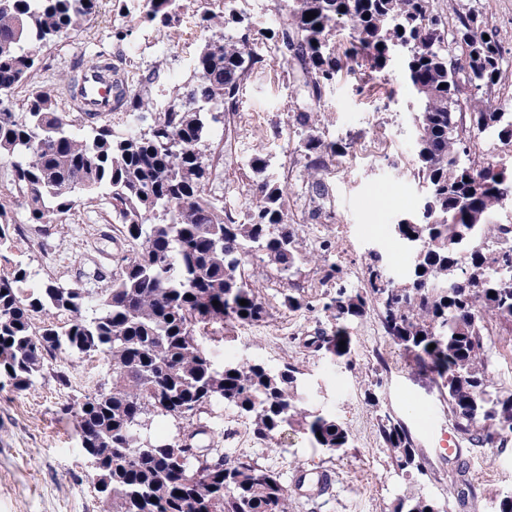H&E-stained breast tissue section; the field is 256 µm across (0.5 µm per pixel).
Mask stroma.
I'll list each match as a JSON object with an SVG mask.
<instances>
[{
    "mask_svg": "<svg viewBox=\"0 0 512 512\" xmlns=\"http://www.w3.org/2000/svg\"><path fill=\"white\" fill-rule=\"evenodd\" d=\"M221 2L182 0L178 24L167 29L142 21V0H102L94 20L41 52L42 78L52 81L71 74L75 60L100 52L123 54L131 62L133 78L160 67L152 98L158 107H167L174 87L192 79L196 57L213 36L199 27L201 12ZM433 5L450 21L457 13L478 10L498 29L505 72L491 99L512 111V0H434ZM254 49L264 66L245 80L230 125L219 122L210 128V140H229L215 193L230 206L245 201L250 182L246 159L261 156L270 161L283 182L288 218L307 256L294 280L309 300L319 301L327 291L319 250L325 239L334 245L331 261L352 287L360 289L367 282L365 256L371 246L383 251L390 273L401 276L408 257L391 236L390 226L416 209L420 194L409 134L413 92L401 64L392 63L379 76L346 60L341 78L323 91L314 115L319 133L327 140L345 139L350 148L345 157L318 173L329 189L330 204L315 222L308 218L305 160L297 150L301 130L295 115L303 97L284 72L273 42L257 41ZM106 218L104 205L81 204L52 225L47 244L17 241V252L31 273L30 285L48 279L81 284L84 271L95 267L111 274L115 245ZM245 271L266 303V322L228 324L216 334L202 331L203 347L219 362L232 350L240 358L298 367L311 381L308 408L333 413L350 430L353 443L333 457L312 448L304 435L291 429L260 443L244 419L220 405L210 416L218 447L230 458H251L288 482L300 470L332 473L327 494L295 492L289 512H391L396 497L410 484L448 502V512H495L498 497L512 491V445L501 449L466 444L460 459L448 457L442 447L452 423L438 379L385 335L376 311L350 329V365L336 364L302 345L303 338L316 330L330 329L328 318L317 311L282 308L275 266L253 258ZM487 327L492 342L489 375L495 390L512 392V329L492 320ZM53 365L67 371L68 386H60L49 374L24 392L0 382V512H97L92 472L74 420L64 408L93 390L105 367L100 357L65 351L58 353ZM370 391L377 393L378 404L368 402ZM385 412L409 428L423 454L425 475L409 478L394 470L377 432L378 417ZM462 461L467 471L461 477L457 468ZM464 478L475 486L476 495L462 501L457 492Z\"/></svg>",
    "mask_w": 512,
    "mask_h": 512,
    "instance_id": "1",
    "label": "stroma"
}]
</instances>
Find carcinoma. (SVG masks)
Here are the masks:
<instances>
[{"mask_svg":"<svg viewBox=\"0 0 512 512\" xmlns=\"http://www.w3.org/2000/svg\"><path fill=\"white\" fill-rule=\"evenodd\" d=\"M100 2L0 0V160L13 168L12 188L0 196V378L25 391L59 351L102 358L104 377L67 413L84 437L85 455L101 460L95 490L111 497L112 512H288L291 495L279 475L241 458L215 468L224 449L199 447L198 437L211 432L202 415L218 404L248 419L257 440L290 427L329 454L350 447L352 434L335 415L305 407L309 387L297 367L257 358L217 365L201 346L198 332L209 325L266 321L265 303L247 281L250 255L277 266L283 307L318 309L334 323L332 334L317 330L306 348L350 366V325L373 307L386 336L438 377L458 440L505 444L490 422L512 418V393L490 390L485 316L512 326V224L486 219L512 203V175L476 162L470 148L472 136L482 133L512 145V113L487 98L503 65L497 30L469 12L449 33L432 0H285L277 24L258 30L314 104L343 69L331 45L341 20L351 26V56L374 70L400 59L416 97L412 127L422 195L417 219L393 224L391 232L416 242L417 250L400 278L382 251L367 253L365 292L346 285L336 264L327 265L323 282H334L333 292L316 307L291 280L304 256L281 179L268 162L253 157L246 163L250 205L241 220L209 188L224 168V142H208L210 125L237 112L244 81L263 63L250 41L253 26L231 6L234 0L204 11L199 26L242 25L244 33L206 42L194 80L161 112L151 97L158 74L133 88L127 60L106 53L87 65L112 73L124 128L112 126L110 117L59 108V89L71 79L27 97L24 111H11L42 48L81 30ZM145 3L144 22L169 27L178 21L180 0ZM308 11L316 17L306 19ZM311 117L309 107L297 112L306 129L299 150L307 169L317 171L345 156L348 144L323 139ZM312 192L311 215L318 218L329 189L317 180ZM94 195L121 225L111 237L123 245L116 271L108 279L93 274L100 288L53 280L25 288L28 272L13 259L14 236L45 240L51 225ZM13 205L27 210V228L6 219ZM477 236L482 245L470 246ZM50 312L67 321L35 326V316ZM154 416L183 424L196 453L144 435ZM378 431L400 471L422 472L404 423L385 414ZM393 512L447 507L411 490Z\"/></svg>","mask_w":512,"mask_h":512,"instance_id":"1","label":"carcinoma"}]
</instances>
